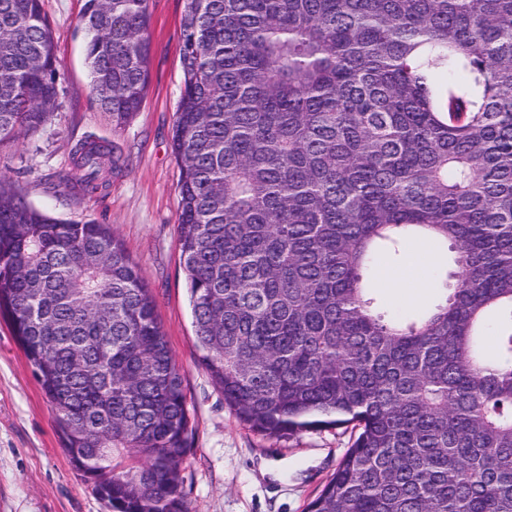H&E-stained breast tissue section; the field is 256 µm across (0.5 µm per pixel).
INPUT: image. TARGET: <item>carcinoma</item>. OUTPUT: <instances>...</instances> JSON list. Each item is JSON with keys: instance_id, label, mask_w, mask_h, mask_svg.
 <instances>
[{"instance_id": "obj_1", "label": "carcinoma", "mask_w": 512, "mask_h": 512, "mask_svg": "<svg viewBox=\"0 0 512 512\" xmlns=\"http://www.w3.org/2000/svg\"><path fill=\"white\" fill-rule=\"evenodd\" d=\"M149 0H85L100 107L149 77ZM41 0H0V141L54 112ZM178 245L201 366L265 435H358L308 512H512V0H185ZM85 192L120 167L87 139ZM416 235L455 269L400 317L371 263ZM0 315L110 512H188L183 377L106 224L0 180Z\"/></svg>"}]
</instances>
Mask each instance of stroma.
Listing matches in <instances>:
<instances>
[{"label": "stroma", "mask_w": 512, "mask_h": 512, "mask_svg": "<svg viewBox=\"0 0 512 512\" xmlns=\"http://www.w3.org/2000/svg\"><path fill=\"white\" fill-rule=\"evenodd\" d=\"M42 6L57 45V105L35 134L0 142V175L51 217L111 225L150 288L195 427L183 471L189 512H306L351 446V432H254L199 363L177 244L180 168L172 151L185 0H149V84L140 111L119 127L91 92L86 35L78 24L84 0H42ZM89 136L111 143L123 162L94 194L61 181L74 168L76 146ZM0 512H109L64 451L52 409L3 317Z\"/></svg>", "instance_id": "obj_1"}]
</instances>
